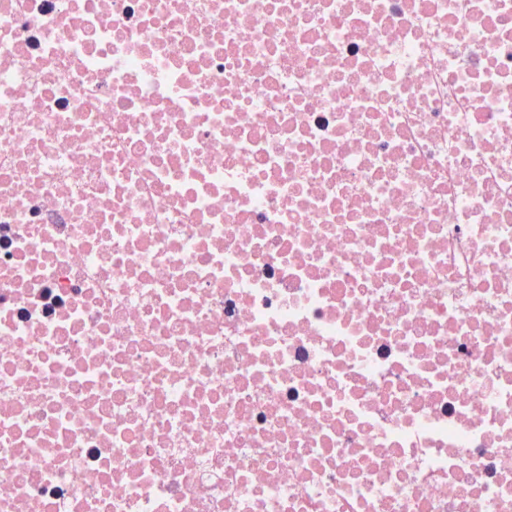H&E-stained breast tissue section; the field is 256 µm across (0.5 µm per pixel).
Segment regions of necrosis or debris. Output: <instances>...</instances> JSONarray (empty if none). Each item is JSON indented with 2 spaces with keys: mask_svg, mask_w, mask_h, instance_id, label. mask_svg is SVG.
Returning <instances> with one entry per match:
<instances>
[{
  "mask_svg": "<svg viewBox=\"0 0 512 512\" xmlns=\"http://www.w3.org/2000/svg\"><path fill=\"white\" fill-rule=\"evenodd\" d=\"M0 512H512V0H0Z\"/></svg>",
  "mask_w": 512,
  "mask_h": 512,
  "instance_id": "obj_1",
  "label": "necrosis or debris"
}]
</instances>
